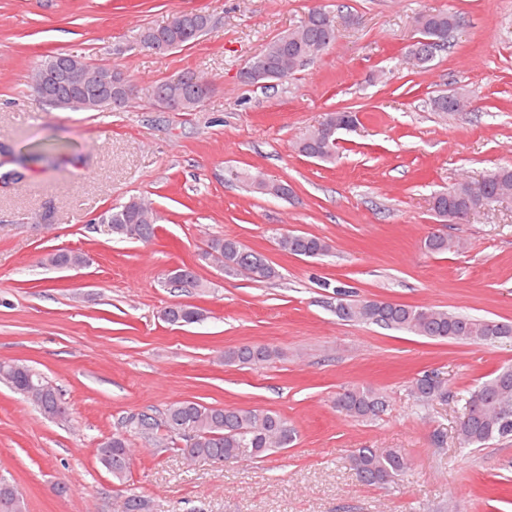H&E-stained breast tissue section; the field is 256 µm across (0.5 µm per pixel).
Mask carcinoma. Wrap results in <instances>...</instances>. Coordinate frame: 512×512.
<instances>
[{
	"mask_svg": "<svg viewBox=\"0 0 512 512\" xmlns=\"http://www.w3.org/2000/svg\"><path fill=\"white\" fill-rule=\"evenodd\" d=\"M335 16L322 6L309 10L299 26L268 41L241 68L243 83L272 88L321 57L336 39ZM418 35L429 40L428 48L441 47L462 23L460 14L451 11L424 12L416 17ZM211 25L210 16L194 12L179 24H167L142 30L140 44L156 52L187 46L198 41ZM100 67L75 56L56 53L40 60L35 80L48 103L72 110L104 111L124 107L127 80L121 72L112 75V92L102 89ZM211 93V85L198 75L185 72L156 83L152 98L160 103L169 94L180 100L182 111L194 112ZM354 123L350 111L331 112L318 126L308 131L298 143L303 156L322 162L336 157V123ZM474 183L461 178L449 190L435 194L431 210L443 222L468 209H484L495 202L512 199V166H501L485 179L483 200L472 198ZM158 216L151 203L141 197L109 209L99 218L108 233L118 239L150 243L156 238ZM278 248L294 256L320 257L331 250L330 243L319 236L282 229L276 235ZM432 254L457 253L464 242L448 235L429 234L423 241ZM200 259L228 274H242L265 282L279 277L278 270L260 253L234 238L214 236L207 242ZM44 264L54 268H77L87 264L84 254L59 250L48 254ZM175 285L204 284L187 267L167 275ZM336 317L344 322L369 323L401 330L435 340L488 343L512 338V322H500L464 316L453 311L412 306L395 301L349 299L339 292L334 307ZM171 324L189 325L205 318L204 310L194 305L177 304L164 309ZM284 358V352L266 345L244 344L222 354L226 365H255ZM0 382L34 406L47 419L67 420L68 409L62 389L47 381L31 366L19 361H0ZM409 395L419 405L448 399L447 384L434 374L413 378ZM464 413L457 426L460 447H481L485 443L512 434V365L497 369L490 378L477 383L462 396ZM336 410L354 421H374L388 407L386 394L372 386L346 388L336 394ZM137 436L158 448H175L191 459L223 463L241 457L259 458L276 448H288L297 439L288 420L271 410L209 406L192 400L176 401L157 414L142 411L123 418L121 429L98 444L97 457L120 486L127 483L131 453L130 437ZM357 478L368 485H388L409 469L406 457L397 450L380 453L374 448H358L351 457ZM0 512H27V505L16 487L0 477ZM118 512H153L150 499L125 493Z\"/></svg>",
	"mask_w": 512,
	"mask_h": 512,
	"instance_id": "obj_1",
	"label": "carcinoma"
}]
</instances>
